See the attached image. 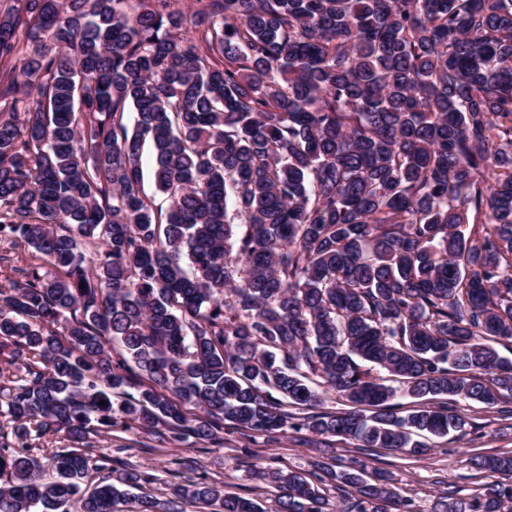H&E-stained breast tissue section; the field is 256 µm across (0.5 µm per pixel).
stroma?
I'll return each instance as SVG.
<instances>
[{
    "instance_id": "stroma-1",
    "label": "stroma",
    "mask_w": 512,
    "mask_h": 512,
    "mask_svg": "<svg viewBox=\"0 0 512 512\" xmlns=\"http://www.w3.org/2000/svg\"><path fill=\"white\" fill-rule=\"evenodd\" d=\"M460 413L473 423L466 433H450L436 439L429 455L375 452L374 468L389 474L403 496L412 498L422 512H431L439 495L448 487L472 489L483 485L484 477L473 475L465 462L473 455H496L512 451V423L502 419L498 408L458 400ZM224 443L220 446L200 445L185 440L154 448L146 434L113 431L90 435L92 455L105 454L112 459L113 473L135 468L151 476L147 491L165 497L174 482L173 471L182 477L196 474L223 486L225 492L255 499L272 512L273 497L267 485L251 479V462L283 469H305L321 455L349 457L351 445L337 442L320 444L318 437L308 432H291L278 442L268 443L253 433L224 427Z\"/></svg>"
}]
</instances>
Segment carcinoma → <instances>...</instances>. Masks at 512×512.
<instances>
[{
	"mask_svg": "<svg viewBox=\"0 0 512 512\" xmlns=\"http://www.w3.org/2000/svg\"><path fill=\"white\" fill-rule=\"evenodd\" d=\"M21 2L0 61L55 52L0 74V241L35 260L0 284L24 369L0 386V512H265L203 481L132 498L136 468L83 488L110 461L92 433L222 445L226 422L356 448L254 465L274 512H421L362 456L429 452L415 435L469 424L458 398L512 403V0ZM49 433L76 447L48 479ZM467 464L500 480L434 512H512V452ZM36 443H38V448H33L32 454L47 471L50 469L49 462L52 455L65 448L70 449L72 446L71 442L67 441L62 433L56 435L47 434Z\"/></svg>",
	"mask_w": 512,
	"mask_h": 512,
	"instance_id": "cac0c4a2",
	"label": "carcinoma"
}]
</instances>
